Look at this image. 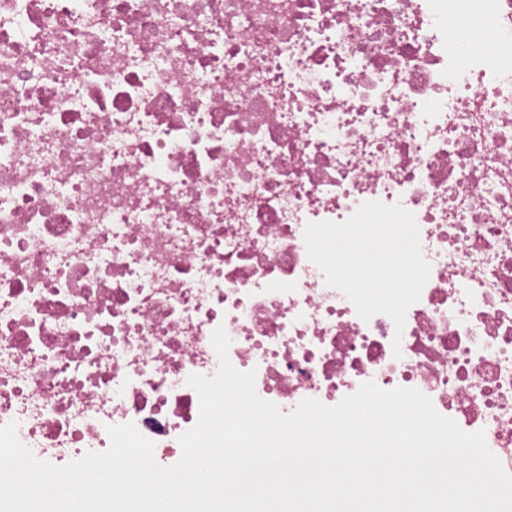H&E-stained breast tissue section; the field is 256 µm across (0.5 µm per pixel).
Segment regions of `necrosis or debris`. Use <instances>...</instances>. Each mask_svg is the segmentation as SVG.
I'll return each instance as SVG.
<instances>
[{
	"instance_id": "obj_1",
	"label": "necrosis or debris",
	"mask_w": 512,
	"mask_h": 512,
	"mask_svg": "<svg viewBox=\"0 0 512 512\" xmlns=\"http://www.w3.org/2000/svg\"><path fill=\"white\" fill-rule=\"evenodd\" d=\"M368 201L431 266L400 333L307 257ZM220 325L282 412L416 388L512 474V0H0V426L173 465Z\"/></svg>"
}]
</instances>
